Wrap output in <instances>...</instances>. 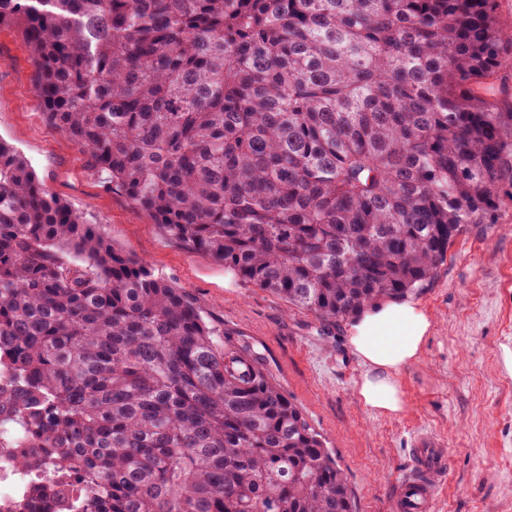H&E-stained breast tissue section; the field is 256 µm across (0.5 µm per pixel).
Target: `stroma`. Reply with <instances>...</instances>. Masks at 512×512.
Listing matches in <instances>:
<instances>
[{"label":"stroma","instance_id":"stroma-1","mask_svg":"<svg viewBox=\"0 0 512 512\" xmlns=\"http://www.w3.org/2000/svg\"><path fill=\"white\" fill-rule=\"evenodd\" d=\"M33 71L21 33L0 29V140L117 247L199 296L225 334L264 354L273 381L327 438L356 512H390L410 438L420 430L434 432L450 459L434 512H512V369L505 362L512 351L511 179L491 223L459 236L437 279L416 295L433 326L420 358L398 376L404 411L376 415L357 394L364 368L346 343L345 326L321 336L305 311L168 239L47 121Z\"/></svg>","mask_w":512,"mask_h":512}]
</instances>
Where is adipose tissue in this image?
Wrapping results in <instances>:
<instances>
[{
    "instance_id": "adipose-tissue-1",
    "label": "adipose tissue",
    "mask_w": 512,
    "mask_h": 512,
    "mask_svg": "<svg viewBox=\"0 0 512 512\" xmlns=\"http://www.w3.org/2000/svg\"><path fill=\"white\" fill-rule=\"evenodd\" d=\"M432 322L417 304L384 302L347 326V343L365 368L358 395L370 411L391 415L403 411L399 371L418 360Z\"/></svg>"
}]
</instances>
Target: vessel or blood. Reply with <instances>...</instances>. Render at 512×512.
<instances>
[{
  "label": "vessel or blood",
  "mask_w": 512,
  "mask_h": 512,
  "mask_svg": "<svg viewBox=\"0 0 512 512\" xmlns=\"http://www.w3.org/2000/svg\"><path fill=\"white\" fill-rule=\"evenodd\" d=\"M410 465L397 481L391 512H433L438 489L449 477L448 451L433 433H414Z\"/></svg>",
  "instance_id": "obj_1"
}]
</instances>
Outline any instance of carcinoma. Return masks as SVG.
<instances>
[{
	"label": "carcinoma",
	"instance_id": "cac0c4a2",
	"mask_svg": "<svg viewBox=\"0 0 512 512\" xmlns=\"http://www.w3.org/2000/svg\"><path fill=\"white\" fill-rule=\"evenodd\" d=\"M45 117L164 235L323 333L487 224L495 0H0ZM0 425L58 512H353L264 358L0 140Z\"/></svg>",
	"mask_w": 512,
	"mask_h": 512
}]
</instances>
